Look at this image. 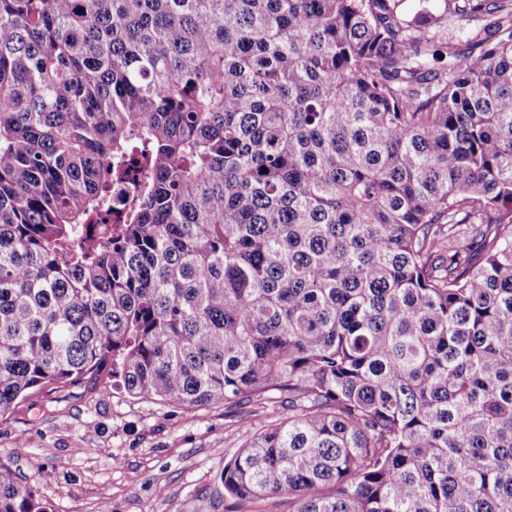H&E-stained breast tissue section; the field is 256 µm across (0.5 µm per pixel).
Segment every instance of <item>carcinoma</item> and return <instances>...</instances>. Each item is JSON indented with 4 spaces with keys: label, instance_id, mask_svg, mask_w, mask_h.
Segmentation results:
<instances>
[{
    "label": "carcinoma",
    "instance_id": "1",
    "mask_svg": "<svg viewBox=\"0 0 512 512\" xmlns=\"http://www.w3.org/2000/svg\"><path fill=\"white\" fill-rule=\"evenodd\" d=\"M405 2L0 0V417L279 395L229 498L512 512V0Z\"/></svg>",
    "mask_w": 512,
    "mask_h": 512
}]
</instances>
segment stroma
I'll list each match as a JSON object with an SVG mask.
<instances>
[{
	"label": "stroma",
	"instance_id": "1",
	"mask_svg": "<svg viewBox=\"0 0 512 512\" xmlns=\"http://www.w3.org/2000/svg\"><path fill=\"white\" fill-rule=\"evenodd\" d=\"M284 414L279 399L193 413L128 397L111 370L44 388L0 418V459L36 482L55 512H224L219 476Z\"/></svg>",
	"mask_w": 512,
	"mask_h": 512
}]
</instances>
